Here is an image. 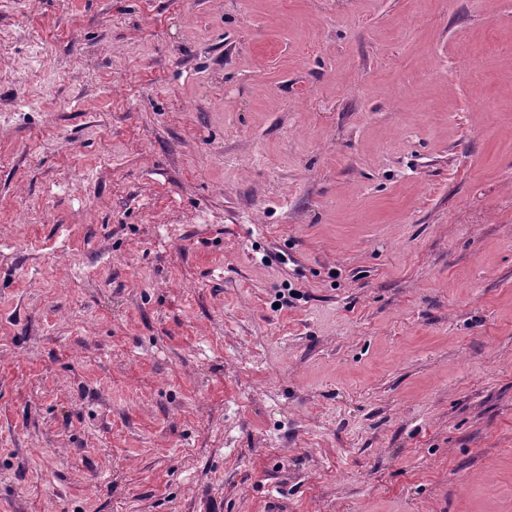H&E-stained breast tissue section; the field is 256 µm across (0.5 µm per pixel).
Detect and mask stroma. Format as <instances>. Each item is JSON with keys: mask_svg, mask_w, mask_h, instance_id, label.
Returning a JSON list of instances; mask_svg holds the SVG:
<instances>
[{"mask_svg": "<svg viewBox=\"0 0 512 512\" xmlns=\"http://www.w3.org/2000/svg\"><path fill=\"white\" fill-rule=\"evenodd\" d=\"M0 512H512V0H0Z\"/></svg>", "mask_w": 512, "mask_h": 512, "instance_id": "stroma-1", "label": "stroma"}]
</instances>
